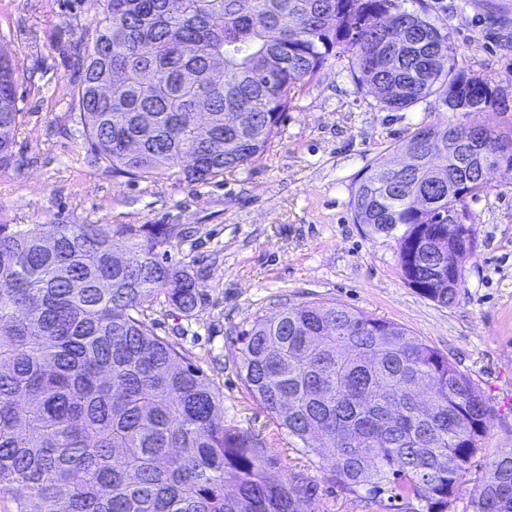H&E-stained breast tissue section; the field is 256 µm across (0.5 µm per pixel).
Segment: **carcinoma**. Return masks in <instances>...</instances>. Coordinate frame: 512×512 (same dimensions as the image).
I'll return each instance as SVG.
<instances>
[{"label": "carcinoma", "mask_w": 512, "mask_h": 512, "mask_svg": "<svg viewBox=\"0 0 512 512\" xmlns=\"http://www.w3.org/2000/svg\"><path fill=\"white\" fill-rule=\"evenodd\" d=\"M104 0L74 91L88 151L151 181H208L262 157L295 97L329 56L407 109L442 89L453 112L496 111L491 85L458 66L448 35L402 0ZM443 55L448 66L433 69ZM224 82L208 83L215 59ZM18 77L0 53V167L13 162ZM258 117L235 126L237 113ZM512 163V130H489ZM463 125H428L409 169L371 167L354 219L386 224L406 283L448 305L469 254L448 215L483 191L485 146ZM453 152H432L428 142ZM167 224H0V499L10 512H317L303 471L224 423V399L190 357L154 333L145 308L197 307L193 273L164 258ZM258 404L343 490L448 512L486 435L481 390L397 323L321 301L257 315L233 336ZM472 512H512L502 448Z\"/></svg>", "instance_id": "cac0c4a2"}]
</instances>
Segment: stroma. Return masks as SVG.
Returning <instances> with one entry per match:
<instances>
[{
    "label": "stroma",
    "mask_w": 512,
    "mask_h": 512,
    "mask_svg": "<svg viewBox=\"0 0 512 512\" xmlns=\"http://www.w3.org/2000/svg\"><path fill=\"white\" fill-rule=\"evenodd\" d=\"M447 32L469 75L500 91L496 112H454L445 93L392 110L357 86L348 57H329L293 103L270 150L206 183L134 180L94 162L74 89L101 0H0V52L17 69L14 162L0 168V224H167L174 264L196 278L192 317L163 301L146 308L156 335L191 356L224 397V419L277 455L275 478L302 470L318 485L319 512H393L387 497L352 495L291 448L251 397L237 368L236 331L255 315L309 301L343 305L406 328L448 356L490 409L475 464L449 512H470L487 464L512 447V167L468 199L474 244L455 301L441 305L405 282L397 243L353 220L368 168L396 164L407 139L437 124L512 129V0H409Z\"/></svg>",
    "instance_id": "1"
}]
</instances>
